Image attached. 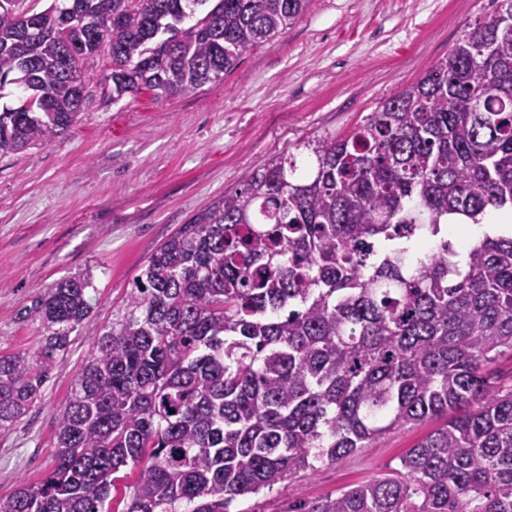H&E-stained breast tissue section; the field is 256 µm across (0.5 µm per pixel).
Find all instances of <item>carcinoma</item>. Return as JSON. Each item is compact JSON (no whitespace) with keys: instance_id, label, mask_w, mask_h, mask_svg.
<instances>
[{"instance_id":"1","label":"carcinoma","mask_w":512,"mask_h":512,"mask_svg":"<svg viewBox=\"0 0 512 512\" xmlns=\"http://www.w3.org/2000/svg\"><path fill=\"white\" fill-rule=\"evenodd\" d=\"M0 0V156L65 135L105 52L112 101L189 95L308 0ZM512 211V0L347 136L259 163L148 257L57 418L54 465L0 512H230L314 462L445 422L383 477L288 512H512V222L453 257L448 216ZM93 276L19 310L0 430L41 395L92 313ZM138 469L124 482L122 468Z\"/></svg>"}]
</instances>
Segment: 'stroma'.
<instances>
[{"instance_id":"1","label":"stroma","mask_w":512,"mask_h":512,"mask_svg":"<svg viewBox=\"0 0 512 512\" xmlns=\"http://www.w3.org/2000/svg\"><path fill=\"white\" fill-rule=\"evenodd\" d=\"M496 0H309L276 38L219 83L113 101L105 58L89 67L78 123L49 145L0 158V353L36 348L17 311L65 276L91 272L98 303L40 397L0 430V496L53 466L55 418L93 342L147 258L181 224L245 185L260 161L314 137L349 134L426 75ZM439 425L389 432L336 463L237 498L232 512H286L399 468Z\"/></svg>"}]
</instances>
